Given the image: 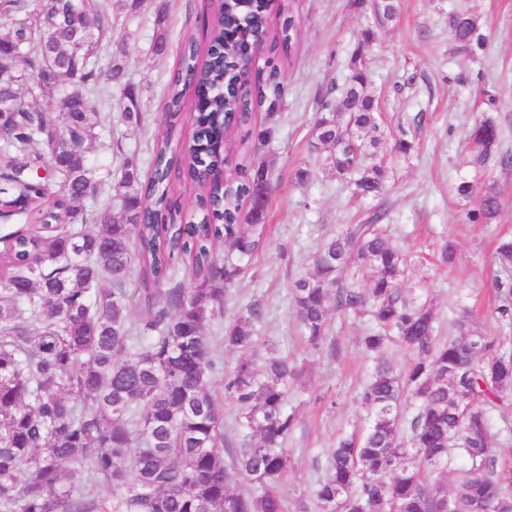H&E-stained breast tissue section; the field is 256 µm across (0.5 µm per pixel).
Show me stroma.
<instances>
[{
    "label": "stroma",
    "instance_id": "stroma-1",
    "mask_svg": "<svg viewBox=\"0 0 512 512\" xmlns=\"http://www.w3.org/2000/svg\"><path fill=\"white\" fill-rule=\"evenodd\" d=\"M112 0V51L123 55L139 86L145 122L131 128L113 122L87 150L98 174H119L114 143L136 154L142 176L150 174L148 143L166 130L163 100L183 41L205 44L199 22L214 13L217 0ZM299 22L286 70L287 95L277 112L260 108L250 125L236 130L228 145L233 163L266 162L276 190L269 217L261 230L265 246L249 263L228 296L225 318L259 303L263 314L254 328L251 353L257 359L271 352L290 356L303 366L302 378L289 386L288 408L295 427L284 443L289 467L280 481L286 512H316L311 493L323 474L327 451L339 436L361 432L367 411L358 393L370 361L358 341L360 320L333 314L331 331L320 350H311L293 306V281L312 270L310 256L321 239L344 225L363 221L385 205L394 244L410 255L411 266L400 285L411 301L432 299L443 333L461 308L473 311L481 328H501L491 303L494 239L512 233V167H502L500 153H512V0H399L396 19L376 23L353 0H290ZM466 11L478 19V40L462 50L452 39L449 19ZM165 28V57L152 49L158 28ZM374 40L365 57L373 74L370 95L379 100L381 153L389 157V179L380 200L359 199L349 181L327 168L324 152L310 148V129L326 93L341 97L349 64L365 29ZM490 118L499 130L497 150L476 162L468 139L476 121ZM273 127L272 140L259 152L249 143L257 129ZM413 142L409 154H391L395 139ZM313 171L300 183L295 172ZM493 189L501 204L493 224L469 223L472 200L453 191L460 181ZM452 240L455 259L442 262L439 252ZM224 460L233 463L258 439L245 427L241 409L231 396L223 398Z\"/></svg>",
    "mask_w": 512,
    "mask_h": 512
}]
</instances>
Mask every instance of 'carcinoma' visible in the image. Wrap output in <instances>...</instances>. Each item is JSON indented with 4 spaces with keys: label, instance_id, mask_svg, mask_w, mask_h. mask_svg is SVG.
I'll list each match as a JSON object with an SVG mask.
<instances>
[{
    "label": "carcinoma",
    "instance_id": "carcinoma-1",
    "mask_svg": "<svg viewBox=\"0 0 512 512\" xmlns=\"http://www.w3.org/2000/svg\"><path fill=\"white\" fill-rule=\"evenodd\" d=\"M51 26L32 0H0V19L19 18L0 37V65L16 67L22 81L0 84V207L28 220L24 232L0 236V512H284L278 491L289 459L280 445L294 428L288 386L298 373L286 355L237 361L224 387L239 404L260 445L224 464L223 409L213 386L221 375L206 329L224 320V304L261 239L245 230L265 225L273 188L265 163L242 179L201 186L199 222L183 233L181 205L169 195L172 178L193 179L178 144L191 129L198 169L221 165L216 144L225 126L243 124L263 106L274 112L287 94L283 69L298 21L289 10L271 25L265 0H233L211 21L208 45L182 50L170 78L168 130L150 144L151 174L124 155L113 184L122 221L109 208L87 210L104 181L96 179L86 149L112 125V109L130 127L142 125L137 85L113 61L101 86L98 58L112 33L111 0H58ZM398 0H382L374 13L396 19ZM451 35L468 47L475 16L457 12ZM263 38L266 71L238 82L232 61ZM373 40L362 33L350 62L340 106L321 102L311 147H325L329 170L347 179L361 198L380 197L388 167L379 157L375 100L364 65ZM26 88V94L20 88ZM197 100L182 115L185 94ZM485 160L498 140L485 119L470 130ZM455 192L476 197L468 220L491 224L500 212L492 192L476 195L461 181ZM250 201L246 224L241 202ZM378 209L363 224H349L323 240L313 272L296 279L297 318L314 349L330 330L332 311L369 317L361 337L373 367L361 392L366 429L341 438L332 463L314 488L318 512H512V485L496 474L512 459L508 446L493 454L492 413L508 422L512 410V340L488 334L468 313L454 322L456 336H438L432 301H408L400 292L407 258L391 242ZM186 265L191 286L161 288ZM499 306L512 328V238L492 255ZM146 313L143 323L131 312ZM259 304L224 326L227 346L251 347ZM410 352L396 368L387 343ZM414 401L410 418L402 408ZM466 462L452 491L429 476L454 459ZM243 478L247 495L233 492ZM90 483L96 492L87 494Z\"/></svg>",
    "mask_w": 512,
    "mask_h": 512
}]
</instances>
